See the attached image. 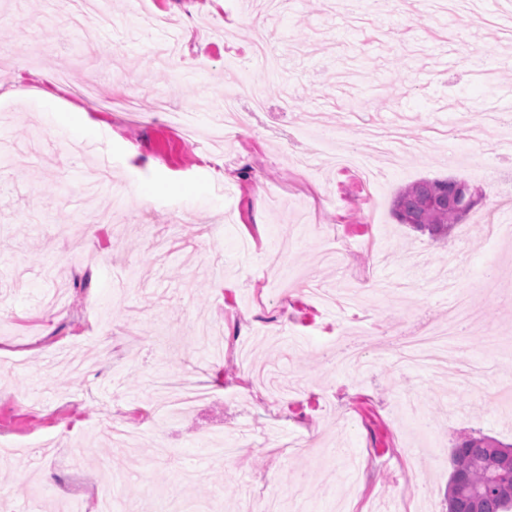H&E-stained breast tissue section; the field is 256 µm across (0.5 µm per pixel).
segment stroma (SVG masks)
<instances>
[{
	"instance_id": "obj_1",
	"label": "stroma",
	"mask_w": 512,
	"mask_h": 512,
	"mask_svg": "<svg viewBox=\"0 0 512 512\" xmlns=\"http://www.w3.org/2000/svg\"><path fill=\"white\" fill-rule=\"evenodd\" d=\"M75 0H0V442L40 444V466L0 459V512L93 508L100 464L128 474L116 512H236L240 493L302 512H448L439 460L460 437L512 443V151L485 107L512 106V50L470 18L447 26L431 0H289L263 34L276 69L253 59L237 0H110L112 22L62 32ZM238 78L265 101L249 128L206 143ZM58 116L47 115L44 93ZM320 114L365 185L325 162ZM98 143L110 181L93 186ZM483 196L447 239L399 223L397 193L421 179ZM164 185L144 201L142 188ZM97 225L95 238L69 233ZM345 246L322 263L327 236ZM98 251L101 261L85 262ZM467 287L480 318L433 375L380 356L407 321L447 312ZM250 347L242 363L232 341ZM369 365L341 370L331 348ZM188 375L213 397L147 432L135 453L101 432L103 410L139 426L153 378ZM412 396L428 444L403 424ZM302 438L303 453L267 444ZM236 439L218 462L206 440Z\"/></svg>"
}]
</instances>
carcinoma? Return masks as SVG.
<instances>
[{"mask_svg":"<svg viewBox=\"0 0 512 512\" xmlns=\"http://www.w3.org/2000/svg\"><path fill=\"white\" fill-rule=\"evenodd\" d=\"M467 183L454 179H423L402 189L393 201V214L402 224L426 231L435 238L448 231L472 210L461 201H448L454 189ZM512 449L484 436H465L451 455L448 512H512V494L499 493L496 481L512 483V464L504 466L499 449Z\"/></svg>","mask_w":512,"mask_h":512,"instance_id":"carcinoma-1","label":"carcinoma"}]
</instances>
